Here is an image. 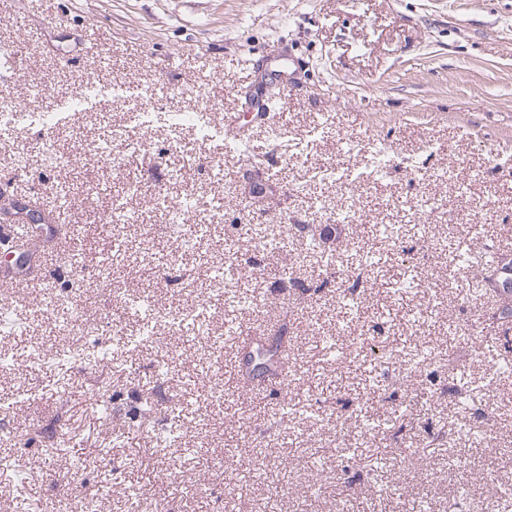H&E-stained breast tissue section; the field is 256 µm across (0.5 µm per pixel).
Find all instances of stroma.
<instances>
[{"mask_svg":"<svg viewBox=\"0 0 512 512\" xmlns=\"http://www.w3.org/2000/svg\"><path fill=\"white\" fill-rule=\"evenodd\" d=\"M16 63L0 67V97L28 101L39 94L41 112L58 113L51 125L0 131V188L34 201L51 215L55 235L46 262L33 265L12 297L14 323L0 332V354L38 347L56 355L72 344L51 333L47 319L58 303L76 305L104 323L108 337L86 338V347L108 344L122 410L134 406L128 382L164 401L191 403L181 432L182 457L156 451L154 430H135L116 449L122 476L98 501L99 512H131L128 485L142 492L144 512H214L224 496V460L248 448L266 449L268 477L244 478L234 512H417L420 499L433 512H452L460 474L449 457L470 461L475 497L464 512H493L512 496V374L497 371L493 331L483 316L490 298L477 296L472 275L454 271L447 251H416L406 259L375 241L373 224L398 225L407 245L418 227L431 225L453 246L480 251L495 243L512 251V0H0V50ZM96 81L102 92L71 109L76 89ZM277 83L276 123L270 143L259 114L263 90ZM209 110L224 129L246 124L250 148L228 152L223 141L204 143L184 112ZM388 161L372 167L374 147ZM36 150L29 172L10 157ZM178 169L171 179L169 169ZM262 184L270 224H327L331 214H354L338 225L328 246L343 276L361 272L360 315L343 324L335 284L315 291L321 266L291 236L289 255L265 251L262 274L238 268L235 285L254 296L244 309L225 304L210 286L224 262V227L251 209L253 184ZM219 200L192 209L198 243L184 268L188 283L158 273L161 252H178L183 237L170 224V205L187 198ZM119 216L118 224L105 215ZM379 251L378 268L360 270L359 252ZM114 264L111 284L99 271ZM425 277L417 295L401 290L415 274ZM145 295L172 313L204 311L210 342L198 347L170 328L161 349L138 347L140 319L125 297ZM432 313L417 325L416 309ZM386 324L389 350L403 355L429 338L454 350L466 365L478 404H491L496 454L459 443L429 445L426 431L453 425L447 398L430 397L425 375L404 378L400 365L381 374L406 381L405 440L392 433L361 441L359 418L383 420L387 404L375 386L363 334ZM287 326L290 373L283 386L243 387L233 370L238 352L228 327ZM335 336L359 349L353 362L328 365L318 339ZM166 361L178 381L151 374ZM48 367L24 361L0 366V418L14 431L74 435L75 448L99 447L107 431L87 403L101 370L74 368L65 394L46 379ZM224 392L223 402L209 396ZM359 399L362 413L337 405L332 426L280 422L286 402L311 389ZM323 457L322 472L310 462ZM380 449L385 467L360 465ZM439 459L425 468V455ZM0 512H13L22 495L70 512L60 481L68 454L48 456L41 445L22 448L0 440ZM494 472L495 484L485 483ZM192 490L175 494L176 485ZM279 493H272V486Z\"/></svg>","mask_w":512,"mask_h":512,"instance_id":"1","label":"stroma"}]
</instances>
